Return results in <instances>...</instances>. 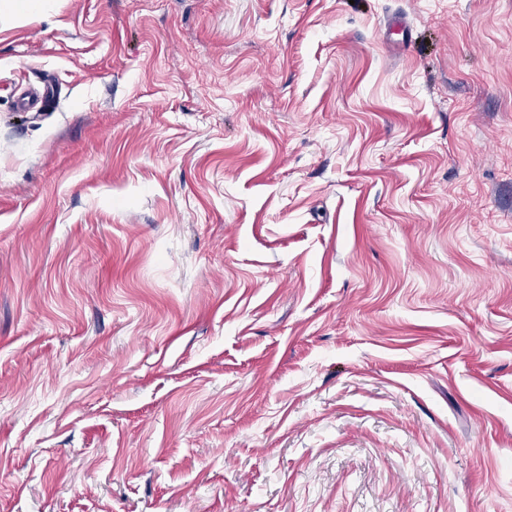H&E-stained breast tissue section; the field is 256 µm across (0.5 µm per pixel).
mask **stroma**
I'll return each instance as SVG.
<instances>
[{"instance_id": "35a3bbf8", "label": "stroma", "mask_w": 512, "mask_h": 512, "mask_svg": "<svg viewBox=\"0 0 512 512\" xmlns=\"http://www.w3.org/2000/svg\"><path fill=\"white\" fill-rule=\"evenodd\" d=\"M40 3L0 512H512V0Z\"/></svg>"}]
</instances>
